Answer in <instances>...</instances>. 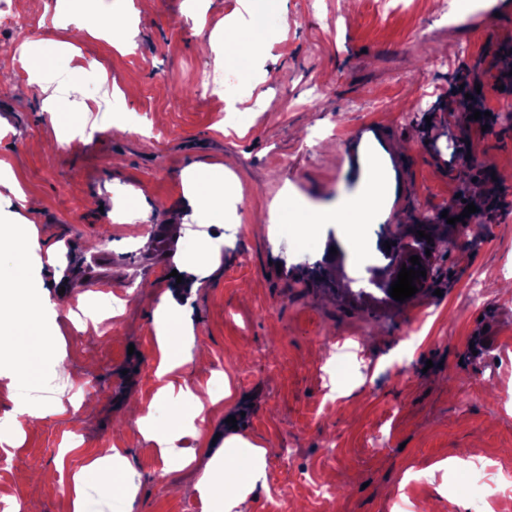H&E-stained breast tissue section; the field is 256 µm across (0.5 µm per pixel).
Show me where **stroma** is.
I'll list each match as a JSON object with an SVG mask.
<instances>
[{
    "mask_svg": "<svg viewBox=\"0 0 512 512\" xmlns=\"http://www.w3.org/2000/svg\"><path fill=\"white\" fill-rule=\"evenodd\" d=\"M42 17L40 38L58 42L38 89L19 79L11 31L0 29V160L36 212L31 276L46 286L43 418L0 448V501L72 512V476L99 449L122 448L136 473L131 512H205L201 467L169 468L150 450L128 398L154 408L158 345L143 284L159 289L177 252L213 251L186 310L194 354L179 370L206 388L232 382L213 407V433L230 428L269 451V491L247 512H512V95L491 84L488 129L448 109L460 71L489 80L512 71V0H484L498 17L471 24L473 0H288V29L254 59L228 52L237 79L212 77L186 0H8ZM209 27L274 15L276 0H206ZM81 16L85 29L68 24ZM128 20L125 48L90 37L102 17ZM80 75L86 105H65L66 123L95 120L92 135L57 141L46 86ZM135 86V97L120 92ZM237 111H227L229 100ZM380 162L384 196L367 223H409L447 208L454 195L479 206L471 224L447 225L437 247V292L400 306L352 300L354 226L286 224L267 232L278 200L299 214L324 211L365 189L352 152ZM483 160L489 175L469 167ZM222 170L223 242L204 236L202 212L183 241L167 226L192 165ZM160 228L151 249L134 239ZM343 261H329V242ZM56 265L46 262L48 250ZM323 263L336 290L303 282L297 266ZM126 301L113 313V298ZM82 397L90 408L75 409ZM236 417L229 426L228 417ZM463 458V466L442 461ZM331 489L327 498L314 494Z\"/></svg>",
    "mask_w": 512,
    "mask_h": 512,
    "instance_id": "35a3bbf8",
    "label": "stroma"
}]
</instances>
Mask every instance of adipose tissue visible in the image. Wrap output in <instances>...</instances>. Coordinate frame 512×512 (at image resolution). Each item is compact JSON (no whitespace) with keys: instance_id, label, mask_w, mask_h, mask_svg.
I'll return each mask as SVG.
<instances>
[{"instance_id":"ef3b65f1","label":"adipose tissue","mask_w":512,"mask_h":512,"mask_svg":"<svg viewBox=\"0 0 512 512\" xmlns=\"http://www.w3.org/2000/svg\"><path fill=\"white\" fill-rule=\"evenodd\" d=\"M187 18L191 19L196 33L202 34V45L211 58L212 70L224 71V56L227 47H234L238 56L253 57L257 44L253 38L241 37L233 26L224 30L206 32V13L196 0H190ZM185 179L182 222L194 223L202 211H211L214 233L224 228L223 198L210 188V177L206 171L194 168L183 173ZM10 230L0 226V287L19 283L27 284L29 291L24 296L12 294L0 296V353L11 351L20 345L36 348L43 336L41 314L44 309L43 285L32 281L21 248L8 244ZM184 307L171 292H163L155 300V332L159 344V359L156 378L159 386L155 399L159 404L172 408L173 418L169 426L159 428L153 414L139 417L141 433L165 462L186 467L195 457L182 446L185 435H193L210 441L208 426L209 408L220 399L231 398L230 383L221 382L197 393L191 386L176 383L173 374L192 360L185 344H174L173 336L178 329V316ZM19 391L16 409L10 420L0 425V432L19 435L26 422L41 418L42 411L29 397L37 387L39 359L30 357L13 375ZM268 451L249 437L232 433L207 458L203 475L196 485L201 498L207 502L209 512H246V504L256 490L268 489ZM72 512H89L87 488L112 487L114 512H129L130 504L137 492L135 475L129 468L121 449L104 448L89 465L83 467L73 478Z\"/></svg>"}]
</instances>
